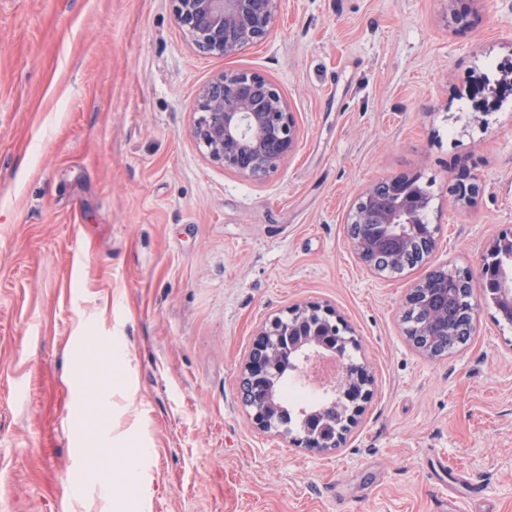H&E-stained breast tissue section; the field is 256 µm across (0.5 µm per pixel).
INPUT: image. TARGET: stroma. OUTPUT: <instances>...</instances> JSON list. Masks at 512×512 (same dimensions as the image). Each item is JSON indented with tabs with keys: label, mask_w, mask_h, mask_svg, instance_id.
<instances>
[{
	"label": "stroma",
	"mask_w": 512,
	"mask_h": 512,
	"mask_svg": "<svg viewBox=\"0 0 512 512\" xmlns=\"http://www.w3.org/2000/svg\"><path fill=\"white\" fill-rule=\"evenodd\" d=\"M471 7L465 28L448 0H280L269 37L224 58L170 0H0V512H512V325L483 302L433 358L402 322L427 268L477 270L512 231V96L483 114L469 95L512 64V0ZM237 70L299 128L260 180L189 135L198 88ZM398 174L429 191L439 244L384 278L347 215ZM308 303L374 378L327 452L256 430L240 398L256 333Z\"/></svg>",
	"instance_id": "stroma-1"
}]
</instances>
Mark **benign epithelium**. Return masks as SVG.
Listing matches in <instances>:
<instances>
[{"mask_svg":"<svg viewBox=\"0 0 512 512\" xmlns=\"http://www.w3.org/2000/svg\"><path fill=\"white\" fill-rule=\"evenodd\" d=\"M177 24L198 51L221 57L237 54L244 47L262 42L270 35L278 0H171ZM194 111L199 117L191 137L204 148L206 158L243 178L257 179L276 170L299 145L294 112L279 88L263 74L251 70L222 72L202 85L195 95ZM416 175L401 174L369 185L349 211L347 224L353 249L376 274L394 276L398 252L419 241L426 245L428 260L438 245L437 225L423 221L430 197L413 193ZM448 279L459 274L435 268L408 292L423 297L434 283L432 274ZM502 288L495 308L501 318L512 321V272H501ZM339 323L335 312L319 304L297 306L287 316L274 317L262 327L242 367V398L254 427L261 432L279 430L276 406L266 385L287 355L301 364L332 352ZM359 366L340 363V373L329 393L338 402L348 391L357 393L339 432L326 437L308 428L293 443L302 448H335L360 416L370 395Z\"/></svg>","mask_w":512,"mask_h":512,"instance_id":"1","label":"benign epithelium"}]
</instances>
